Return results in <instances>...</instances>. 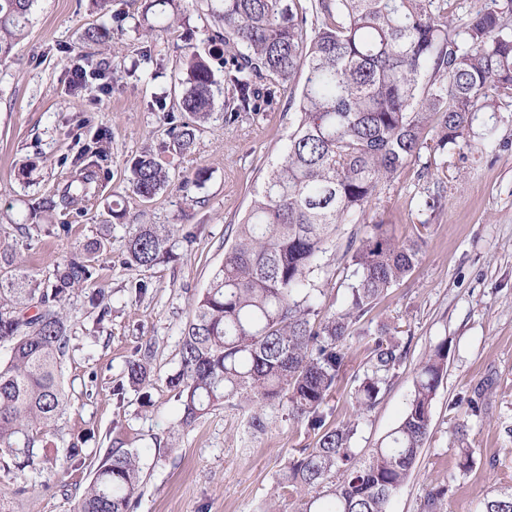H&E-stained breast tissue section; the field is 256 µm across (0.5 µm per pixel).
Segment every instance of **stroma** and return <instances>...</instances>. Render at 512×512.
<instances>
[{
	"label": "stroma",
	"instance_id": "35a3bbf8",
	"mask_svg": "<svg viewBox=\"0 0 512 512\" xmlns=\"http://www.w3.org/2000/svg\"><path fill=\"white\" fill-rule=\"evenodd\" d=\"M147 2L112 0L109 10L124 12L123 26L94 44L85 33L109 11L97 0H37L25 39L0 63V246L45 277L53 261L105 241L95 280L66 302L75 338L63 366L69 406L49 448L65 459L70 442L85 433L86 456L44 486L0 462V512H70L73 496L114 447L144 451L133 512H263L271 504L296 512V500L278 497L275 483L288 460L312 442L307 423L278 410L269 414L265 432L253 435L247 409L223 405L183 428L176 393L165 384L178 367L194 298L223 262L254 191L281 154L292 116L288 96L276 92L263 112L230 125L215 105L191 153L165 151L167 123L154 102L183 78L186 48L208 52L211 22L197 0H184L176 20ZM146 53L152 63H142ZM81 67L104 74L77 90L73 72ZM94 142L102 148L96 202L72 217L69 233H57L45 216L38 231L22 236L18 225L31 223L37 202L54 194ZM144 153L171 176L149 201L127 183L128 162ZM199 171L206 176L202 186H183ZM364 221L394 225L404 240L423 235L425 245L413 273L363 321L371 331L390 326L406 356L353 445H379L406 410L415 368L434 346L447 343L432 435L388 512H421L427 490L440 483L450 486L445 512H479L494 489L512 485V111L479 113L467 145L448 155L422 150L383 185ZM134 224L169 225L172 258L148 268L125 265ZM356 230L339 225L314 274L325 310L337 311L346 301L353 281L347 248ZM99 288L112 309L101 322L87 301ZM147 344L157 383L142 393L127 387L126 363ZM346 353L347 373L328 402L338 421L351 414L356 376L369 357L367 337L351 334ZM489 378L494 384L483 410L469 420L480 464L463 475L448 405ZM120 384L119 400L112 390Z\"/></svg>",
	"mask_w": 512,
	"mask_h": 512
}]
</instances>
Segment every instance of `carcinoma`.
I'll return each mask as SVG.
<instances>
[{
  "label": "carcinoma",
  "instance_id": "cac0c4a2",
  "mask_svg": "<svg viewBox=\"0 0 512 512\" xmlns=\"http://www.w3.org/2000/svg\"><path fill=\"white\" fill-rule=\"evenodd\" d=\"M36 0H0V62L24 38ZM220 55L223 81L207 56L182 60L186 77L167 116L165 148L185 155L213 115L217 96L230 92L224 122L260 112L276 91L289 92L291 131L224 262L194 299L182 332L179 366L166 379L181 406L179 423L192 425L223 403L251 407L249 428H266L267 411L288 407V419L307 421L315 442L288 461L279 496H297L299 512H387L406 484L432 430V401L447 373L448 342L435 346L414 372L413 393L398 424L365 457L352 445L360 421L382 399L404 356L389 329L370 339V357L352 396V419L328 422V399L346 370L344 346L384 293L419 263L423 237L400 240L390 224H371L351 262L355 281L345 306L324 311L313 274L339 224H358L384 183L424 148L445 154L467 143L478 112H501L512 100V0L491 5L461 24L448 18L447 0H205ZM314 22H308V10ZM122 22L111 14L87 32L111 38ZM73 162L57 194L34 213L81 212L97 173L85 157ZM169 175L151 154L134 159L129 189L151 199ZM165 225L129 232L125 263L153 266L169 253ZM101 243L88 242L53 264L40 279L8 248H0V459L35 476L56 472L47 451L66 410L62 365L72 349L65 301L94 280ZM105 289L89 296L102 323L111 308ZM149 348L127 362L131 387L153 385ZM486 388L462 395L454 407L458 468L476 466L467 444L468 418L482 411ZM141 450L114 448L95 469L72 512H131L141 483ZM315 493L310 499L305 495ZM445 485L424 496L421 512H441ZM482 512H512V488L482 503Z\"/></svg>",
  "mask_w": 512,
  "mask_h": 512
}]
</instances>
